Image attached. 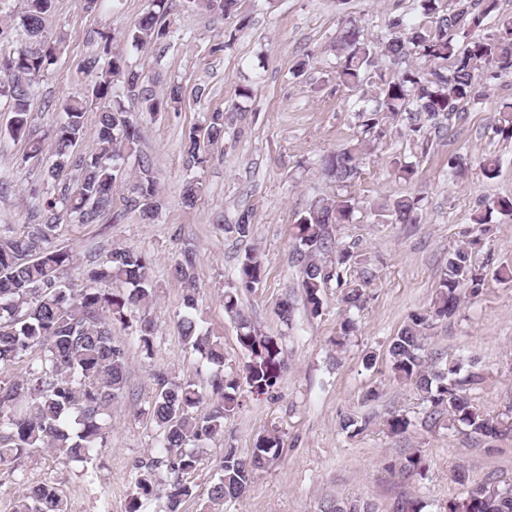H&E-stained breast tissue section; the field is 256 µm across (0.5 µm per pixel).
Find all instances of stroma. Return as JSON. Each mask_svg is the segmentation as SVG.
Masks as SVG:
<instances>
[{
	"label": "stroma",
	"instance_id": "stroma-1",
	"mask_svg": "<svg viewBox=\"0 0 512 512\" xmlns=\"http://www.w3.org/2000/svg\"><path fill=\"white\" fill-rule=\"evenodd\" d=\"M411 0H242L246 26L235 20L208 18L191 0H169L165 16L170 33L157 44L126 49L129 65L156 88L182 84L187 97L178 110L149 114L139 104L142 148L153 159L159 187V210L152 223L134 215L122 221L104 217L98 223H64L60 246L77 257L67 278L81 285L88 258L104 260L116 246H131L149 255L158 285L148 308L132 311L127 327L117 329L130 365L129 381L136 399L112 406V428L105 447L96 449L88 465L95 480L82 477L78 465L52 456L24 464L15 472H0V512H11L21 483L55 482L69 512H125L133 488L134 465L162 455L155 431L141 412L156 390V371L172 380H205L212 366L182 340L178 322L185 309L183 285L169 269L185 249L196 254L197 309L202 331L224 347V370L239 372L244 356L237 343V323L224 312L226 289L236 287L241 256L256 250L266 276L252 292H241L240 307L258 329L283 333L287 368L276 392L248 399L227 423L223 439L204 446L193 481L197 495L182 512H208L207 492L225 443L248 454L257 438L279 430L283 455L255 477L239 500L225 503L223 512H320L327 498L372 501L377 512H391L394 502L411 497L422 512H439L448 498L459 495L453 479L465 469L471 481L489 477L512 482V437L488 443L464 425L429 431L418 420L419 394L393 379L384 358L392 336L412 313L424 310L434 293L449 250L469 227V215L482 200L512 195V142L499 140L491 127L502 103L512 101V74L484 83L480 103L466 105L447 139L434 143L428 154L417 153L408 137L391 134L363 159L365 178L359 196L418 195L422 198L417 224H375L361 219L336 227L340 245L354 246L375 275L361 309L347 310L338 290L325 289L323 313L311 317L297 305L292 327L275 314L281 299L299 295V274L291 262L290 226L313 201L332 197L334 182L321 172L319 161L358 133L355 96L335 76L336 40L345 20H355L368 37L380 36L393 16L413 22ZM149 7V0H99L85 9L81 0H54L45 22L48 37L63 38L55 65L40 77L31 104L35 133L43 143L41 163H22L25 144L0 139V175L10 180L0 194V225L21 227L28 219L32 190H45L42 163L55 149L51 130L58 114L54 102L85 95L92 78L86 60L101 53L103 36L122 38L126 29ZM235 33L233 43L225 36ZM312 55L315 65L293 76L297 62ZM250 87L251 98L239 97ZM231 111L224 139L201 173L205 192L197 205L184 207L179 187L186 178L181 146L190 128L207 112ZM493 152L503 160L496 179L482 176L478 161ZM461 165L449 171V157ZM417 166V177L405 183L391 175L394 158ZM250 212L249 237L224 235L216 217L235 223ZM357 329L344 349L333 342L345 317ZM155 326L152 353L138 345L135 331L142 320ZM429 344L445 360L461 363L464 371L483 374L486 381L471 390L475 403L489 414L512 415V283L489 282L484 295L463 302L456 314L437 323ZM378 360L366 367L363 358ZM376 390L366 399L368 390ZM416 421L405 434L392 437L383 428L391 411ZM370 417L357 436L340 428L344 416ZM419 451L423 474L399 478L391 466Z\"/></svg>",
	"mask_w": 512,
	"mask_h": 512
}]
</instances>
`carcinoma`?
Listing matches in <instances>:
<instances>
[{
    "label": "carcinoma",
    "mask_w": 512,
    "mask_h": 512,
    "mask_svg": "<svg viewBox=\"0 0 512 512\" xmlns=\"http://www.w3.org/2000/svg\"><path fill=\"white\" fill-rule=\"evenodd\" d=\"M499 0H412L420 18L407 26L401 18L387 21L379 39L364 37L352 20L342 26L337 43L336 80L358 96L355 108L360 135L321 159V169L336 183V196L318 199L298 215L292 227V263L300 274L301 288L310 314L322 313L321 290L330 284L340 289L348 309L360 308L366 288L374 278L353 247L337 249L330 227L351 224L361 198L352 188L363 178V155L387 136L388 124L401 123L413 136L414 145L426 154L433 141L445 139L450 121L470 102L481 100L480 80L512 72V19L498 14ZM53 0H27L16 30L21 40H36L40 49L23 46L7 61H0V94L7 97L11 118L1 129L13 139L25 141L26 159H40L41 140L31 127V103L36 79L57 61L61 40L48 39L45 21ZM168 0H151V8L138 17L123 35L124 42L139 50L163 40L162 22ZM197 7L226 20L239 15L241 0H197ZM100 56L88 59L86 72L93 76L91 96L100 104L99 150L91 155L76 147L84 127L88 101L68 97L55 103L61 114L53 130L54 159L45 171L52 191L33 193L29 217L21 231L0 227V470H14L24 460L36 463L43 455L71 462H89L91 453L105 443L111 429L110 409L115 400L134 396L128 382L125 346L114 331L127 326V313L152 302L156 282L152 260L133 247L112 248L106 259L86 265L84 284L72 287L64 273L76 262L55 240L65 216L73 224H95L107 213H136L151 221L157 212L158 184L151 157L140 148L141 130L122 101L116 86L148 112L177 109L186 91L170 84L158 91L141 73L128 66L124 52L105 39ZM415 57L422 62L395 73L382 64L386 58ZM226 113L215 110L185 138L181 153L189 170L205 167L212 146L224 139ZM493 133L512 141V103L499 111ZM135 157L131 180L123 164ZM482 175L499 176L500 159L486 156L479 163ZM204 192L203 182L186 179L181 186L182 204L196 205ZM421 198L412 195L384 197L368 202L378 224H414ZM512 217V196L484 200L469 216L476 232L485 225ZM224 234L245 238L251 234L249 216L235 224H217ZM480 238L463 239L448 251L430 307L409 317L392 337L387 362L395 378L421 392V422L446 429L457 421L488 440L512 434V419L494 418L473 403L467 390L483 383V377L458 378L460 368L450 363L436 366L427 346L428 331L436 320H446L457 310L462 296L483 294L488 275L499 282L512 281V266L486 270L479 261ZM336 254L330 264L323 257ZM195 254L183 252L170 275L185 285L183 305L195 308ZM260 254H244L238 270V289L224 293V311L237 322V340L245 355L241 377H224V347L197 328L194 319L178 322L184 342L205 355L217 369L207 386L194 381H172L158 373L159 388L147 411L166 454L134 467V492L126 512H145L153 499L164 495L165 512H180L181 504L194 495L190 478L200 457L195 446L224 435V421L244 405L240 387L252 396L271 394L284 368L281 338L264 334L244 318L238 308V291H254L264 278ZM119 281L126 289L104 293L97 285ZM138 341L146 352L154 347V325L145 321ZM34 356L26 371L4 374L13 364ZM370 421L354 416L342 419L341 430L356 436ZM389 433L399 436L414 426L408 415L393 412L385 420ZM282 439L275 434L259 437L249 456L225 442L217 464V479L207 496L212 505L235 501L246 495L257 472L279 456ZM422 458L413 452L399 464L400 476L422 474ZM454 480L465 491L448 499L440 512H512V483L490 480L472 484L466 472L455 471ZM12 512H68L58 487L49 481L26 483L16 497ZM322 512H376L373 503L329 499Z\"/></svg>",
    "instance_id": "1"
}]
</instances>
